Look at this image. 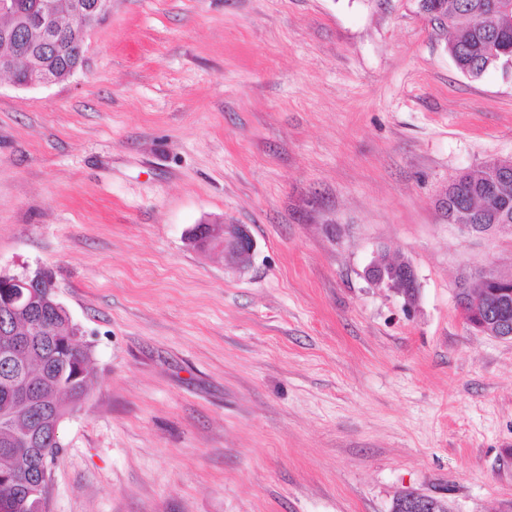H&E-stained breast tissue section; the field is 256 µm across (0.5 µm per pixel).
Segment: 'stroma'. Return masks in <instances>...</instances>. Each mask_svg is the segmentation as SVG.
I'll return each instance as SVG.
<instances>
[{
  "instance_id": "35a3bbf8",
  "label": "stroma",
  "mask_w": 512,
  "mask_h": 512,
  "mask_svg": "<svg viewBox=\"0 0 512 512\" xmlns=\"http://www.w3.org/2000/svg\"><path fill=\"white\" fill-rule=\"evenodd\" d=\"M84 41L0 78V274L51 272L96 372L49 512H512V342L455 301L512 239L441 206L512 159V71L461 73L416 0H112ZM383 246L413 312L364 278ZM193 228L189 242L199 251H220L229 266H239L249 257L256 244L244 224H200ZM461 232L468 235L483 236H512V224H453ZM400 510L404 512H447L448 501L442 497L414 492L412 497L393 502L391 512H398Z\"/></svg>"
}]
</instances>
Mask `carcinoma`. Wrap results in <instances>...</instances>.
<instances>
[{
	"label": "carcinoma",
	"instance_id": "1",
	"mask_svg": "<svg viewBox=\"0 0 512 512\" xmlns=\"http://www.w3.org/2000/svg\"><path fill=\"white\" fill-rule=\"evenodd\" d=\"M422 13L429 16L436 27L452 33L448 53L463 74L478 78L490 68H501L512 58V26L504 27L487 14L481 25L473 23L476 11L483 9L485 0H417ZM84 61V50L78 44L64 42L57 51L31 55L17 73V81L28 84L44 70L54 72L58 79L70 76ZM487 172L480 169L466 177L454 178L446 189L445 210L450 216L469 213L475 221L488 208L482 196V186ZM464 287L470 297H482L489 288L501 284L485 279L478 271L460 278L455 287ZM38 317L30 325L17 321L0 307V342L14 331L29 333L33 345L26 357V372L35 377L37 386L33 411L20 413L15 410L14 395L25 378L12 364L0 359V418L7 416L12 427L0 425V476L16 472L27 476L28 485L7 490L0 482V499L9 494L18 501V512H44V489L40 480L44 460L56 456L61 450L60 441L43 442L39 448H28L17 442L14 430L32 429L39 421L52 416L66 417L87 396L94 380L86 350L72 343L68 322L48 303L37 307Z\"/></svg>",
	"mask_w": 512,
	"mask_h": 512
}]
</instances>
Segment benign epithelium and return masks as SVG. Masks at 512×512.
<instances>
[{
    "label": "benign epithelium",
    "mask_w": 512,
    "mask_h": 512,
    "mask_svg": "<svg viewBox=\"0 0 512 512\" xmlns=\"http://www.w3.org/2000/svg\"><path fill=\"white\" fill-rule=\"evenodd\" d=\"M70 13L84 26L92 23L96 16L108 12L111 0H70L66 4ZM37 37L36 46L44 51L55 49L62 42L64 32L55 20V6L46 0H38L35 7L25 13V23L20 30H6L0 37L15 44L16 53L0 54V75L8 77L14 85L21 46L31 43L28 33ZM512 169V159L502 162L493 169L491 179L485 185L486 194L496 198L507 197L509 180L504 173ZM457 228L472 236H512V224H459ZM191 246L199 251L216 250L224 254L229 266L241 265V260L249 257L256 244L244 224H203L190 233ZM46 274L38 268L0 277V306L7 308L15 317L31 319L32 312L40 301V289L37 288ZM365 278L378 287L397 290L403 299L406 311L415 310L420 292V283L412 264L405 259H395L387 255V250L378 251L364 271ZM492 306L493 311L481 318L474 316L478 310L477 302L465 300L458 305L463 320L470 326L488 331L501 340H512V320L508 309L512 306V290L501 288L482 297ZM30 341L26 337H16L0 351L5 359H18L27 351ZM392 512H448V501L425 493H414L407 499L393 502Z\"/></svg>",
    "instance_id": "7a95c632"
}]
</instances>
